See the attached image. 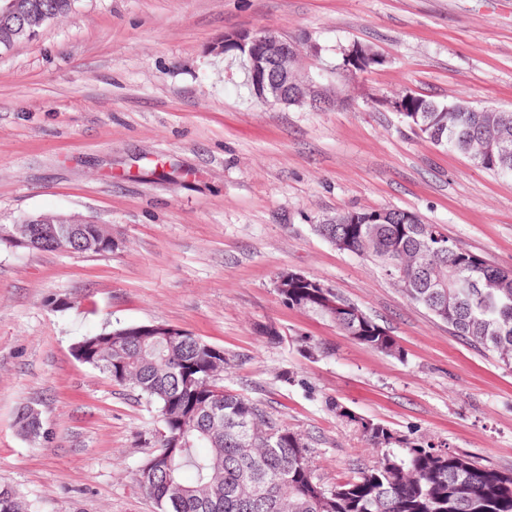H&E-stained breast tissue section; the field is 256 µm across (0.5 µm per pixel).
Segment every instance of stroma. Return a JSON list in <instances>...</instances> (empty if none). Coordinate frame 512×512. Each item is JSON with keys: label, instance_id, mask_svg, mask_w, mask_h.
Listing matches in <instances>:
<instances>
[{"label": "stroma", "instance_id": "obj_1", "mask_svg": "<svg viewBox=\"0 0 512 512\" xmlns=\"http://www.w3.org/2000/svg\"><path fill=\"white\" fill-rule=\"evenodd\" d=\"M262 28L319 41L326 64L354 42L386 63L344 109L265 103L243 57L211 50L224 33ZM406 90L512 110V0H78L0 51V224L77 212L110 225L114 241L102 255L0 245V487L40 512H157L137 481L157 412L72 352L87 333L130 324L224 348L225 389L316 436L326 485L378 455L334 401L512 470V367L312 229L339 211L396 208L512 269V178L415 136L376 103ZM286 270L344 296L400 354L283 304L274 280ZM264 325L281 340L262 337ZM304 339L331 356L308 358ZM27 403L48 440L17 433Z\"/></svg>", "mask_w": 512, "mask_h": 512}]
</instances>
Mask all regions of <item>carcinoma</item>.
<instances>
[{
	"instance_id": "cac0c4a2",
	"label": "carcinoma",
	"mask_w": 512,
	"mask_h": 512,
	"mask_svg": "<svg viewBox=\"0 0 512 512\" xmlns=\"http://www.w3.org/2000/svg\"><path fill=\"white\" fill-rule=\"evenodd\" d=\"M26 2V15L0 23V36L13 45L68 15L77 0ZM343 64L341 57L331 66L338 98L316 110L343 107L339 95L345 85L336 75ZM399 98L402 120L421 138L470 157L483 170L512 176V158L505 164L489 153L490 145L504 138L512 149V125L502 126L501 111L462 97L445 102L406 91ZM351 214L357 222L319 223L313 230L337 249L384 269L453 335L512 365V271L489 265L434 224H369L363 222L369 212ZM22 228L30 232L33 249L55 250V239L32 224H0V243H12ZM491 280L506 287L493 292L480 287ZM278 295L292 308L329 319L367 348L385 353L395 343L385 327L350 311L352 303L332 290L329 304L307 284ZM76 346L87 349L86 364L136 391L162 417L150 492L158 505L177 487L182 493L177 512H512V471L481 468L431 442H405L337 401L331 402L336 416L356 427L380 456L355 466L353 475L334 486L320 484L310 460L316 438L288 428L263 402L226 391L222 413L209 414L210 387L220 386L231 359L219 357V348L198 336L169 338L145 324L127 325L91 332ZM15 426L25 438H48L24 407L17 410ZM187 469L195 473L191 484L181 478ZM9 502L17 512H34L30 501L0 487V512Z\"/></svg>"
}]
</instances>
